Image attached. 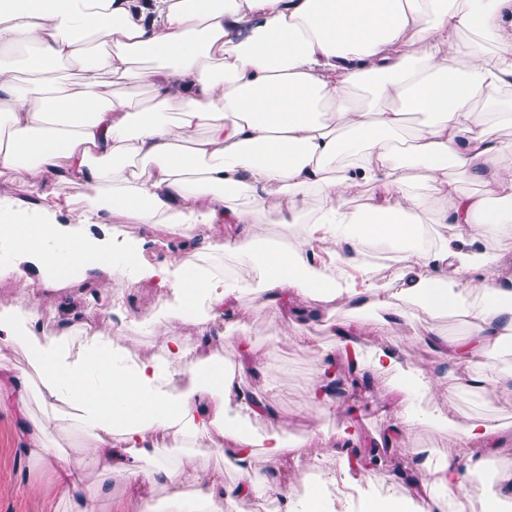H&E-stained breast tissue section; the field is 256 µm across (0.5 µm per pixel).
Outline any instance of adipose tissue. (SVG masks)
Masks as SVG:
<instances>
[{"instance_id": "ef3b65f1", "label": "adipose tissue", "mask_w": 512, "mask_h": 512, "mask_svg": "<svg viewBox=\"0 0 512 512\" xmlns=\"http://www.w3.org/2000/svg\"><path fill=\"white\" fill-rule=\"evenodd\" d=\"M67 67L76 82L60 81ZM506 125L512 0H0V168L35 195L0 198V280L16 279L25 296L0 310V375L14 381L4 399L17 412L34 399L43 406L21 443L53 470L64 512H101L115 476L142 488L138 512H237L239 500L268 491L269 463L294 456L299 441L278 426L245 429L242 413L268 410L245 370L219 378L198 364L247 290L275 307L308 298L287 325L294 342L339 299L367 296L386 326L408 303L461 312L463 339L427 331L452 367L440 379L403 359L398 342L367 351L339 329L336 343L360 376L395 382L399 430L462 437L466 468L424 459L395 512H465L459 491L472 476L485 512H512V467L486 468L502 426L418 405L473 388L512 395V363H486L490 345L512 335V260L468 247L512 224V164L501 163L512 140L497 137ZM410 167L417 177H406ZM452 169L482 181L484 193L449 191ZM361 184L371 195L351 205L348 191ZM69 186L82 192L67 207ZM90 224L108 235L87 234ZM132 224L166 226L183 245L150 261ZM227 224L235 234L223 233ZM288 224L304 235L284 250ZM426 224L449 225L450 238L424 237ZM372 245L398 265L359 289L345 273L363 267ZM229 257L239 263L232 279ZM22 261L37 277L21 274ZM63 270L163 290L144 324L162 337V358L129 359L108 321L45 332L37 299L66 288ZM185 318L201 327L192 347L173 331ZM52 424L91 439L80 463L51 445ZM161 434L173 447L163 461ZM187 442L222 444L241 481L201 475ZM87 467L99 472L98 493L83 486Z\"/></svg>"}]
</instances>
